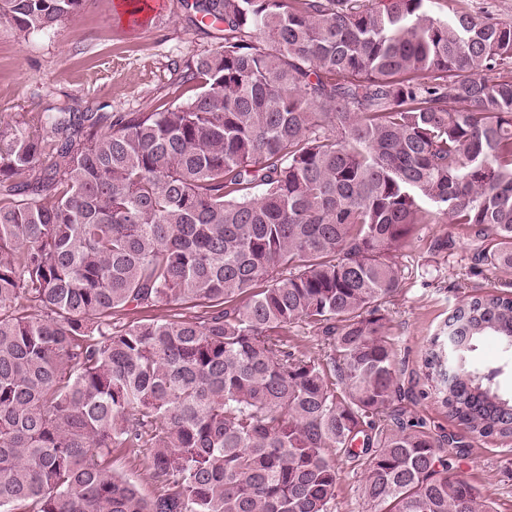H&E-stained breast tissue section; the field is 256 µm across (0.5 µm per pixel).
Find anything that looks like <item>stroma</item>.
I'll list each match as a JSON object with an SVG mask.
<instances>
[{
    "instance_id": "obj_1",
    "label": "stroma",
    "mask_w": 512,
    "mask_h": 512,
    "mask_svg": "<svg viewBox=\"0 0 512 512\" xmlns=\"http://www.w3.org/2000/svg\"><path fill=\"white\" fill-rule=\"evenodd\" d=\"M117 0H85L80 12L48 34L20 35L0 19V117L65 108L74 112H150L186 102L194 91L180 74L198 56L222 49L224 33L194 22L178 0H161L143 23L115 17ZM490 237L465 224H419L407 242L393 249L401 265V288L383 307L395 344L406 419L419 420L435 436H451L458 448L457 472L512 512V441L477 438L431 398L423 358L430 340L453 309L476 294L499 293L512 273L489 270L478 254L492 250ZM146 449L119 448L113 469L145 496L161 487L149 476ZM339 474L334 512H367L359 497L364 461L336 455Z\"/></svg>"
}]
</instances>
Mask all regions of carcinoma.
I'll return each mask as SVG.
<instances>
[{"label": "carcinoma", "instance_id": "obj_1", "mask_svg": "<svg viewBox=\"0 0 512 512\" xmlns=\"http://www.w3.org/2000/svg\"><path fill=\"white\" fill-rule=\"evenodd\" d=\"M84 2L0 17L49 33ZM436 2L182 0L224 26L187 102L0 130V512H332L338 452L367 457L374 512H495L395 409L381 313L417 224L489 233L485 264L512 270V21ZM298 323L324 356L290 350ZM445 327L453 352L425 356L442 406L512 438L502 368L474 358L512 356V292ZM115 448L150 449L161 493ZM148 448H117L112 453L113 469L134 483L147 497H153L161 491L159 483L149 477L146 467Z\"/></svg>", "mask_w": 512, "mask_h": 512}]
</instances>
